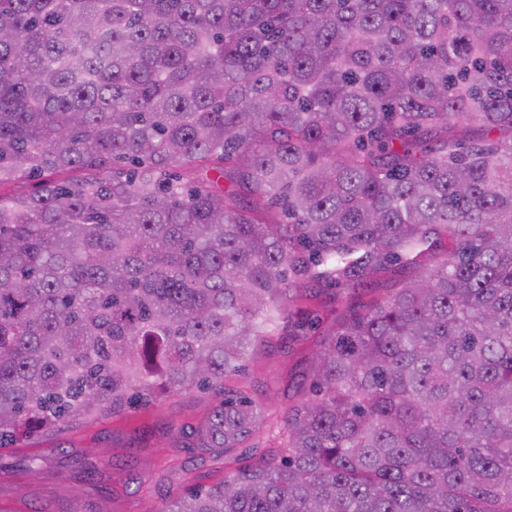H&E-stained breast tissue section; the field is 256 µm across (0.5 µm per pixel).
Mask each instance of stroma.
<instances>
[{
    "label": "stroma",
    "mask_w": 512,
    "mask_h": 512,
    "mask_svg": "<svg viewBox=\"0 0 512 512\" xmlns=\"http://www.w3.org/2000/svg\"><path fill=\"white\" fill-rule=\"evenodd\" d=\"M320 342L317 335L302 344L268 336L251 348L243 377L273 420L307 398L305 358ZM213 401L211 392L195 390L35 433L0 452V512H67L78 492L89 512H160L169 493L218 482L219 464L201 463L195 449L172 445L180 426L200 420ZM33 456L44 461L36 472L28 468Z\"/></svg>",
    "instance_id": "obj_1"
}]
</instances>
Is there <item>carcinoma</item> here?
<instances>
[{"mask_svg":"<svg viewBox=\"0 0 512 512\" xmlns=\"http://www.w3.org/2000/svg\"><path fill=\"white\" fill-rule=\"evenodd\" d=\"M0 449L193 388L160 512H512V0H0ZM333 323L265 446L237 379ZM366 299L364 292L356 288L350 290L343 295H336V300L332 294V290L324 291L322 305L326 310L336 307V315L342 314L347 308H357Z\"/></svg>","mask_w":512,"mask_h":512,"instance_id":"cac0c4a2","label":"carcinoma"}]
</instances>
